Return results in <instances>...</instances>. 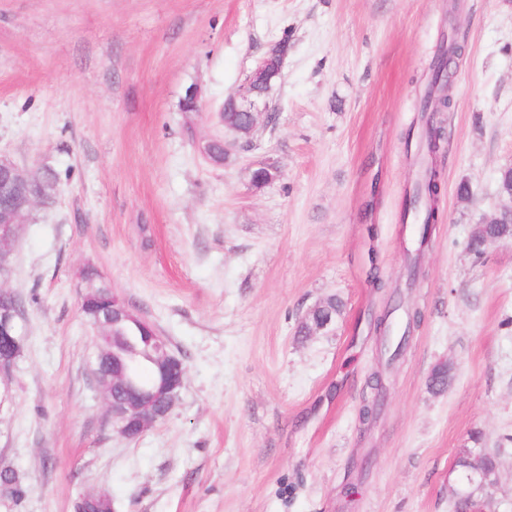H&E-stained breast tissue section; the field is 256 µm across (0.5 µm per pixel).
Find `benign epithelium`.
Masks as SVG:
<instances>
[{
	"instance_id": "1",
	"label": "benign epithelium",
	"mask_w": 512,
	"mask_h": 512,
	"mask_svg": "<svg viewBox=\"0 0 512 512\" xmlns=\"http://www.w3.org/2000/svg\"><path fill=\"white\" fill-rule=\"evenodd\" d=\"M284 51L273 47L247 76L245 81L246 97L243 102L232 101L238 111L247 115L246 123L235 130L234 141L224 144L225 151L241 147L240 141L250 139L258 124V113L251 97L270 91L273 80L280 77ZM42 189L36 188L31 181V174L17 168L7 158H0V196L8 201H17L33 208ZM22 218L13 208L0 210V270L10 267L14 246L18 238ZM88 299L104 302L102 315L95 319L93 328L96 332L95 344L99 352L110 354L113 373H97L103 387L113 426L118 434L127 440L140 437L150 426L167 418L172 412L184 385L186 368L183 362L173 355L165 337L154 326L137 316L118 295L111 293L106 297L91 294ZM21 313L9 307H0V409L11 401V391L5 379L11 374L16 361L15 351L22 336ZM131 321L146 336L153 340L156 367L162 374L158 387L141 384L131 375L133 357L111 352L113 336L111 331L115 323ZM75 512H112V500L108 493L99 491L78 498Z\"/></svg>"
}]
</instances>
